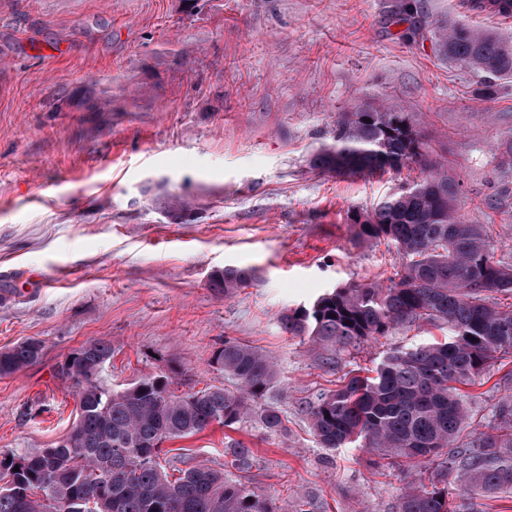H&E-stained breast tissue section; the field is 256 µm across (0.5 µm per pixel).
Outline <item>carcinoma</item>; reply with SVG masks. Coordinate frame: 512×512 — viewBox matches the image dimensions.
Listing matches in <instances>:
<instances>
[{
  "mask_svg": "<svg viewBox=\"0 0 512 512\" xmlns=\"http://www.w3.org/2000/svg\"><path fill=\"white\" fill-rule=\"evenodd\" d=\"M469 12L512 18V0H463ZM438 55L477 72L484 84L512 78V41L450 19L431 30ZM493 169L512 171V140L492 154ZM322 174L373 177L403 167L425 171L372 209L348 216L361 243L395 245L402 264L389 284L337 287L308 307L279 317L283 332L346 348L396 327L436 322L449 339L390 353L376 376L346 374L334 390L303 403L312 435L324 448L360 443L391 459L431 465L428 484L405 492L398 512H473L474 499L512 491V393L489 410L486 430L472 418L460 386L512 357V307L493 301L512 294V263L497 259L485 224L466 223L456 209L460 181L433 159L431 145L407 112L360 104L341 113L330 143L311 160ZM252 281L248 268L210 275L224 295ZM43 343L28 338L0 349V377L40 359ZM110 342L95 339L71 350L58 375L79 396L75 438L16 455L0 452V512H278L250 485V448L231 439L224 454L238 478L204 462L188 468L160 459L161 444L218 424L254 422L286 434L282 412L268 400L274 363L259 349L225 341L211 360L225 385L177 395L165 372L114 390L104 380ZM19 471H13V468Z\"/></svg>",
  "mask_w": 512,
  "mask_h": 512,
  "instance_id": "obj_1",
  "label": "carcinoma"
}]
</instances>
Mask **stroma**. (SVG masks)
Instances as JSON below:
<instances>
[{
  "label": "stroma",
  "instance_id": "1",
  "mask_svg": "<svg viewBox=\"0 0 512 512\" xmlns=\"http://www.w3.org/2000/svg\"><path fill=\"white\" fill-rule=\"evenodd\" d=\"M0 0V348L43 341L42 357L0 378V452L46 448L76 416L57 374L73 349L112 344L113 389L176 371V393L224 383L211 358L224 341L275 363L272 398L287 437L254 423L169 441L185 466L235 478L226 437L254 453V489L279 512H397L426 464L361 447L327 449L305 398L393 350L441 337L398 327L348 349L282 332L283 311L345 285L386 282L394 246L356 241L347 216L400 183L321 175L310 160L339 113L384 103L409 113L461 183L458 207L490 225L512 256V215L491 150L512 137V79L441 59L429 30L460 0ZM251 269L231 297L213 271Z\"/></svg>",
  "mask_w": 512,
  "mask_h": 512
}]
</instances>
